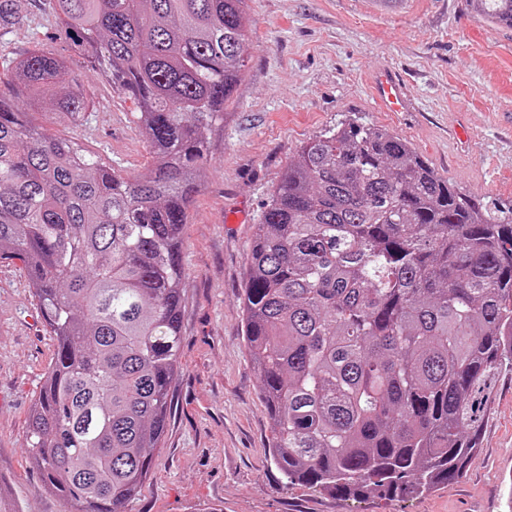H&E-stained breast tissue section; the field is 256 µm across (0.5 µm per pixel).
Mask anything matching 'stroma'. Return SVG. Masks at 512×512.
I'll return each instance as SVG.
<instances>
[{
  "label": "stroma",
  "mask_w": 512,
  "mask_h": 512,
  "mask_svg": "<svg viewBox=\"0 0 512 512\" xmlns=\"http://www.w3.org/2000/svg\"><path fill=\"white\" fill-rule=\"evenodd\" d=\"M251 46L184 230L180 368L149 478L128 512H512V375L500 376L482 446L464 474L419 496L344 498L284 483L268 451L259 382L243 342L249 245L272 187L302 143L354 121L409 141L431 167L491 211L512 210V28L471 0H246ZM90 101L85 122L55 120L128 176L150 154L136 106L61 39ZM400 73L413 105L384 112L368 92ZM24 266L0 261V507L64 512L24 448L26 418L53 352Z\"/></svg>",
  "instance_id": "obj_1"
}]
</instances>
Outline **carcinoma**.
Segmentation results:
<instances>
[{"label": "carcinoma", "instance_id": "cac0c4a2", "mask_svg": "<svg viewBox=\"0 0 512 512\" xmlns=\"http://www.w3.org/2000/svg\"><path fill=\"white\" fill-rule=\"evenodd\" d=\"M512 27V0H472ZM245 0H0V260L20 261L54 340L27 417L65 512H127L151 471L183 340V231L249 48ZM73 50L138 104L151 163L130 177L35 122L89 103L45 49ZM27 25L34 47L9 49ZM245 347L290 484L416 496L481 448L512 373V216L386 129L348 122L295 150L247 254Z\"/></svg>", "mask_w": 512, "mask_h": 512}]
</instances>
